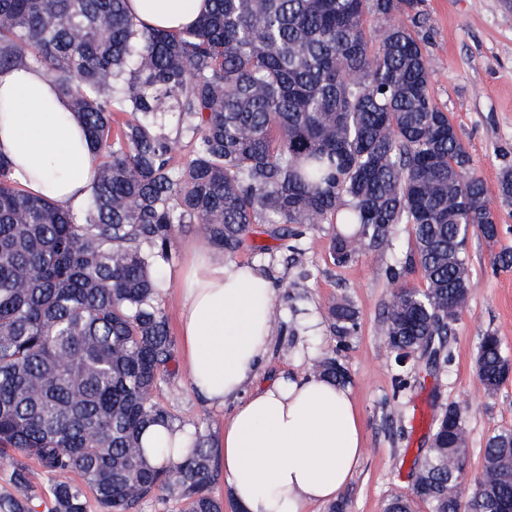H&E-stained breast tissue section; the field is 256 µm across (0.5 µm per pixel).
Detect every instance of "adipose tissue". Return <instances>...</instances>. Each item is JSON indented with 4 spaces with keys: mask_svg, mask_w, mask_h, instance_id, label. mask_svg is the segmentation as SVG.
<instances>
[{
    "mask_svg": "<svg viewBox=\"0 0 512 512\" xmlns=\"http://www.w3.org/2000/svg\"><path fill=\"white\" fill-rule=\"evenodd\" d=\"M134 16L164 30L195 23L206 0H130ZM0 154L31 194L80 209L97 162L84 128L43 69L0 71ZM181 358L193 390L214 406L234 401L217 450L240 512H304L335 501L364 456L351 391L303 369L261 381L274 339L276 290L259 267L191 250L178 274ZM162 464L193 444L188 427L157 424L142 435Z\"/></svg>",
    "mask_w": 512,
    "mask_h": 512,
    "instance_id": "1",
    "label": "adipose tissue"
}]
</instances>
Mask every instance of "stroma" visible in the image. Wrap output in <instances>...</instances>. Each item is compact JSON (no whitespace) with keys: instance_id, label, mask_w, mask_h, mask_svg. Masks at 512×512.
Wrapping results in <instances>:
<instances>
[{"instance_id":"35a3bbf8","label":"stroma","mask_w":512,"mask_h":512,"mask_svg":"<svg viewBox=\"0 0 512 512\" xmlns=\"http://www.w3.org/2000/svg\"><path fill=\"white\" fill-rule=\"evenodd\" d=\"M429 40L427 51L435 70L433 93L483 179L490 199H497L504 155L512 156V7L505 0H424ZM497 242H469V265L476 282L466 308L448 338L453 360L447 370L432 368L426 359L408 361L411 385L394 393L398 367L383 333V310L392 284L386 275L394 255L410 250L412 235L401 228L390 251L372 250L358 261L334 262L327 225H317L304 239L301 255L289 257L269 234L256 235L269 252L251 248L234 255L237 263L261 267L277 290L275 338L265 364L266 375L298 371L314 359L335 351L336 336L328 304L350 297L360 312V330L338 358L349 376V388L363 426V461L341 497L347 512H380L383 499L408 489L412 465L428 448L434 416L448 403L467 412L466 481L482 468V450L497 430L512 427V379L497 395H486L475 371V343L485 331L495 332L512 355V268L494 269L492 256L512 249V207L498 209ZM202 236L194 226L184 228L168 261L162 262L161 304L171 332H178V295L173 283L188 249ZM313 275L302 281L301 268ZM177 424L219 439L231 406L216 407L191 388L187 371L177 367L174 383L156 393Z\"/></svg>"}]
</instances>
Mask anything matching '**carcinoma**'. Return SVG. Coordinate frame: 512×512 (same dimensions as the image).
I'll return each mask as SVG.
<instances>
[{
  "label": "carcinoma",
  "instance_id": "obj_1",
  "mask_svg": "<svg viewBox=\"0 0 512 512\" xmlns=\"http://www.w3.org/2000/svg\"><path fill=\"white\" fill-rule=\"evenodd\" d=\"M127 0H0V70L36 64L57 82L98 165L83 208L28 194L0 154V512H137L146 501L224 512L216 448L194 432L178 461L150 465L140 435L174 421L152 395L175 375L159 261L188 224L226 256L255 228L301 251L329 225L334 259L413 242L388 268L383 331L398 353L452 362L451 326L475 282L468 235L500 233L497 207L432 95L421 0H209L193 27L143 26ZM133 119L113 129V113ZM186 151L182 165L174 155ZM498 198L512 205V162ZM418 270L424 287L403 283ZM340 343L359 313L328 306ZM512 361L477 337L475 369L496 394ZM312 370L348 381L336 354ZM466 413L441 409L413 482L381 512H500L512 503V428L491 435L470 496L455 492ZM24 458L19 461L14 455ZM51 480L34 490L26 461ZM76 472L80 482L64 475Z\"/></svg>",
  "mask_w": 512,
  "mask_h": 512
}]
</instances>
